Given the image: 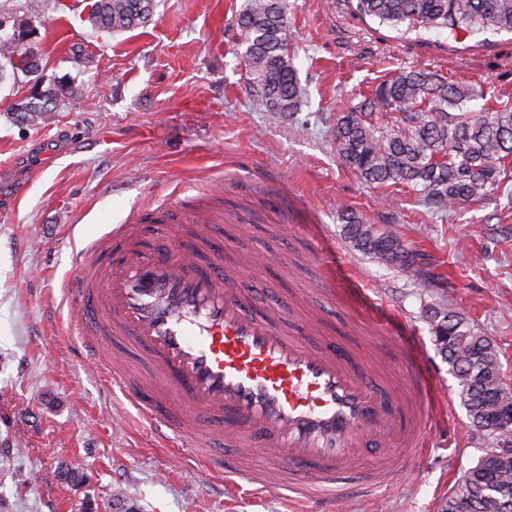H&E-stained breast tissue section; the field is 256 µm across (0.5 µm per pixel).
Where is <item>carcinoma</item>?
Masks as SVG:
<instances>
[{"label": "carcinoma", "mask_w": 512, "mask_h": 512, "mask_svg": "<svg viewBox=\"0 0 512 512\" xmlns=\"http://www.w3.org/2000/svg\"><path fill=\"white\" fill-rule=\"evenodd\" d=\"M352 8L399 34L437 31L447 40L458 33L490 37L512 33V0H355ZM153 0H98L89 16L107 31L134 29L147 23ZM241 31L243 64L272 117L298 109L300 85L290 53L288 0H245L236 19ZM6 58L21 56L14 68L38 70L32 56L10 42L0 43ZM66 91L61 84L43 90L30 116L52 111ZM333 143L341 163L369 184L406 187L436 211H449L490 197L512 164V104H489L483 87L468 80H450L430 70H399L384 76L357 103L336 115ZM344 233L361 252L384 265L408 268L414 255L389 232L372 231L356 212L341 213ZM439 350L458 380L460 396L472 427L492 433L486 419L490 387L471 369L500 370L497 351L478 335L459 312L443 306L431 318ZM512 484V464L496 469H469L448 495L444 512H512L507 503L484 497L500 479Z\"/></svg>", "instance_id": "cac0c4a2"}]
</instances>
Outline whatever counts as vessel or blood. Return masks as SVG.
I'll use <instances>...</instances> for the list:
<instances>
[{
    "label": "vessel or blood",
    "mask_w": 512,
    "mask_h": 512,
    "mask_svg": "<svg viewBox=\"0 0 512 512\" xmlns=\"http://www.w3.org/2000/svg\"><path fill=\"white\" fill-rule=\"evenodd\" d=\"M195 219L178 203L146 209L80 250L68 297L82 352L93 358L106 336L130 337L148 373L133 379L114 364L105 369L110 385L164 445L188 446L189 460L212 476L232 474L263 491L298 489L332 507L387 488L393 448L423 449L435 417L427 409L434 384L416 352L401 359L410 383L404 400L343 350L313 343L308 327L288 332L274 314L255 315L250 295L225 277L223 245L181 233ZM153 224L165 233L148 256L137 240ZM216 435L260 444L270 457L249 470L223 462L208 453ZM372 449L381 464L360 483L337 487L353 457Z\"/></svg>",
    "instance_id": "obj_1"
}]
</instances>
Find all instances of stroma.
Segmentation results:
<instances>
[{"label":"stroma","mask_w":512,"mask_h":512,"mask_svg":"<svg viewBox=\"0 0 512 512\" xmlns=\"http://www.w3.org/2000/svg\"><path fill=\"white\" fill-rule=\"evenodd\" d=\"M150 21L95 29L87 0H0V41L26 42L62 82L45 118L9 112L30 79L0 56V512H300L296 498L229 490L161 447L120 392L83 357L66 306L74 245L132 223L172 198L207 209L216 240L244 258L234 287L283 325L328 342L381 347L400 384L416 344L444 410L431 449H397L390 488L336 512H442L464 473L494 447L474 430L430 317L449 305L498 352L512 388V177L491 198L435 213L411 190L365 184L336 157V114L398 69L429 68L512 100V35L497 67L478 50L448 54L362 21L347 0H290L298 112L273 120L250 83L235 17L245 0H154ZM26 184L16 197L18 184ZM352 209L416 254L390 268L356 250L339 214ZM342 268L391 334L359 321L319 283Z\"/></svg>","instance_id":"35a3bbf8"}]
</instances>
